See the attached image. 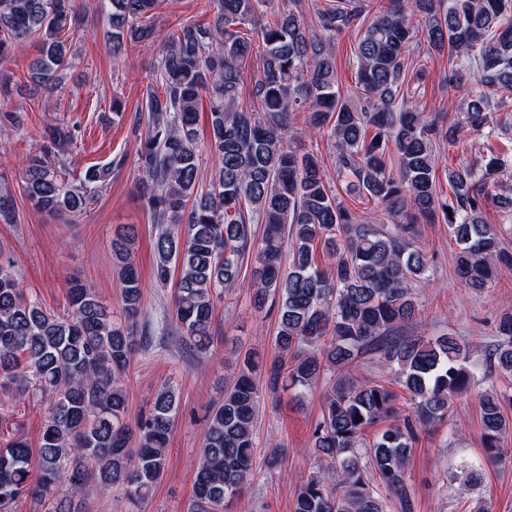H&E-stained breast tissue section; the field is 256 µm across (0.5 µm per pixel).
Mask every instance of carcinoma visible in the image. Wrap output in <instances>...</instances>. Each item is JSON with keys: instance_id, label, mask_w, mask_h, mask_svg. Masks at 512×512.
<instances>
[{"instance_id": "carcinoma-1", "label": "carcinoma", "mask_w": 512, "mask_h": 512, "mask_svg": "<svg viewBox=\"0 0 512 512\" xmlns=\"http://www.w3.org/2000/svg\"><path fill=\"white\" fill-rule=\"evenodd\" d=\"M74 0H0V59L31 38H43L30 66L36 86L57 84L68 65L59 34L70 28ZM112 54L127 45L150 44L158 34L151 18L160 0H107ZM269 0H214L207 24H189L164 39L156 80L161 91L146 98V131L139 139L142 178L138 193L158 226L154 280L175 282L176 323L191 345H213V313L224 290L241 280L252 228L265 224L254 302L278 300V354L265 361L245 354L224 387V402L208 415L194 467V512H229L252 477L255 424L263 397L256 373L268 387L308 389L336 378L313 427L317 472L296 494L293 512H387L384 494L409 505L408 462L420 433L449 421L451 397L475 380L468 346L453 336L425 340L405 336L420 317L414 282L429 281L426 252L415 245L416 221L443 215L458 246L456 272L480 290L512 254L501 247L485 211L512 218V194L496 192L505 160L490 156L481 168L448 170L451 195L436 191V153L469 135L486 138L512 130V0H390L361 31L355 58L356 91L341 95L336 81V38L356 28L369 0H336L317 11L312 29L288 10L261 29L262 69L251 95L261 114L239 106L242 66L252 57L242 27ZM424 21L426 50L449 49L442 81L455 89L474 78L479 89L459 101L448 126L401 93L408 58L419 48ZM207 95L210 139L217 168L200 179L202 150L197 126ZM313 132L327 134L339 176L382 205L394 230L365 223L363 214L337 201L322 162L285 147L296 116ZM44 139L61 154L72 142L68 125L52 126ZM396 162H388L387 150ZM61 158L26 160L23 189L31 206L72 219L88 202L87 186L110 169H90L77 184L66 178ZM0 221L16 223L12 195L0 193ZM293 243L284 259L283 232ZM132 225L112 242L122 314L116 318L95 289L71 284L67 309L58 314L26 296L0 265V393L47 399L39 475L32 478L30 448L17 436L0 448V512H14L34 496L46 512H75L71 497L95 484L121 486L131 502L148 497L162 478L176 411L172 386L161 385L130 427L127 377L140 345L142 283L132 254ZM332 257L322 266L317 251ZM502 339L493 368L512 377V313L496 326ZM379 358L392 377L359 385L344 376L361 354ZM481 439L489 461L505 460L499 447L509 428L499 396L478 399ZM66 485L63 494L59 486Z\"/></svg>"}]
</instances>
